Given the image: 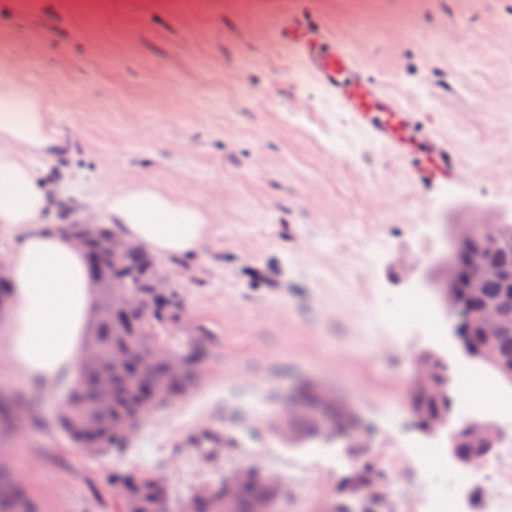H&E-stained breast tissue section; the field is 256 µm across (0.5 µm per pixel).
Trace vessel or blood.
<instances>
[{
    "mask_svg": "<svg viewBox=\"0 0 512 512\" xmlns=\"http://www.w3.org/2000/svg\"><path fill=\"white\" fill-rule=\"evenodd\" d=\"M307 72L333 97L338 107L350 113L354 126L373 142L385 145L399 158L409 157V137L431 143L425 162L415 163L412 174L418 184L443 180L458 168L455 154L446 145L434 143L418 111L389 95L364 97L362 90L373 77L341 40L332 38L319 24L303 19L289 21L283 31Z\"/></svg>",
    "mask_w": 512,
    "mask_h": 512,
    "instance_id": "obj_1",
    "label": "vessel or blood"
}]
</instances>
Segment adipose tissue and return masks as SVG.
I'll return each mask as SVG.
<instances>
[{
	"instance_id": "adipose-tissue-1",
	"label": "adipose tissue",
	"mask_w": 512,
	"mask_h": 512,
	"mask_svg": "<svg viewBox=\"0 0 512 512\" xmlns=\"http://www.w3.org/2000/svg\"><path fill=\"white\" fill-rule=\"evenodd\" d=\"M58 146L42 96L14 71L0 69V224L20 235L9 256L8 356L23 377L42 384L78 370L95 302L84 255L67 237L39 226L67 189L43 180L31 160L54 155ZM104 203L111 223L160 255L194 250L212 222L201 205L145 182L109 191Z\"/></svg>"
}]
</instances>
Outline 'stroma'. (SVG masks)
<instances>
[{
  "mask_svg": "<svg viewBox=\"0 0 512 512\" xmlns=\"http://www.w3.org/2000/svg\"><path fill=\"white\" fill-rule=\"evenodd\" d=\"M306 13L341 38L384 92L418 110L459 158L420 187L407 161L357 131L307 75L282 31ZM42 91L61 148L34 158L76 195L41 218L109 217L108 190L148 182L201 204L213 222L188 255L158 257L191 324L211 333L200 380L151 411L129 445L88 455L56 424L66 380L25 381L0 316V464L38 512H118L107 475L164 478L172 497L253 464L278 480L275 512H323L348 455L287 443L304 384L374 428L371 456L409 438L446 455L448 437L411 425L414 358L436 337L400 304L422 293L442 331L436 285L455 224L512 223V0H0V66ZM457 410L512 431V384L450 360ZM221 429V454L191 434Z\"/></svg>",
  "mask_w": 512,
  "mask_h": 512,
  "instance_id": "35a3bbf8",
  "label": "stroma"
}]
</instances>
